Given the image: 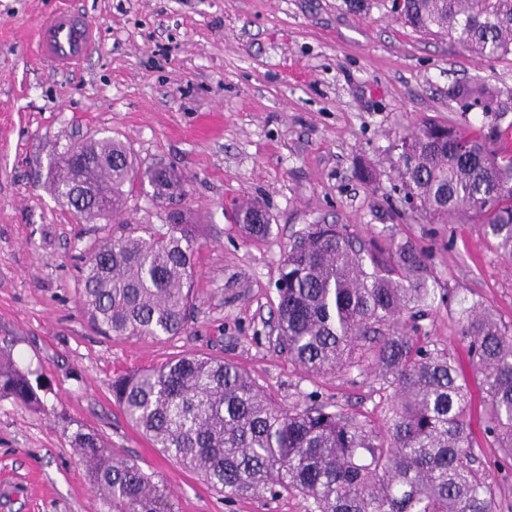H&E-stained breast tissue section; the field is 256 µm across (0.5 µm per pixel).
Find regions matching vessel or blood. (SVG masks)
<instances>
[{
  "label": "vessel or blood",
  "mask_w": 512,
  "mask_h": 512,
  "mask_svg": "<svg viewBox=\"0 0 512 512\" xmlns=\"http://www.w3.org/2000/svg\"><path fill=\"white\" fill-rule=\"evenodd\" d=\"M98 45L96 26L65 6L41 20L34 37L36 56L62 71L81 68Z\"/></svg>",
  "instance_id": "b4317fda"
}]
</instances>
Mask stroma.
I'll list each match as a JSON object with an SVG mask.
<instances>
[{"instance_id":"1","label":"stroma","mask_w":512,"mask_h":512,"mask_svg":"<svg viewBox=\"0 0 512 512\" xmlns=\"http://www.w3.org/2000/svg\"><path fill=\"white\" fill-rule=\"evenodd\" d=\"M63 5L100 37L98 51L69 73L33 51L40 20ZM472 80L496 88L512 122V61H478L414 31L391 0H0V348L39 377L49 407L0 398V512H108L60 412L163 481L176 512H300L293 498H225L178 467L128 423L111 383L196 353L239 364L283 408L336 403L380 429L386 394L372 373L315 377L275 345L280 267L311 225L413 240L430 252L439 287L483 301L511 325L512 257L459 217L431 224L398 215L399 139L426 119L486 124L481 111L462 112L448 97L450 84ZM107 136L141 166L162 164L186 180L199 260L185 334L105 337L79 301L83 250L161 224L164 211L148 185L123 214L94 223L53 197L50 156ZM370 168L371 183L360 176ZM251 201L272 217L260 240L244 238L232 218ZM422 324L467 381L475 453L503 479L512 506V458L484 434L483 377L454 310L440 307Z\"/></svg>"}]
</instances>
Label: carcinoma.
Instances as JSON below:
<instances>
[{
  "label": "carcinoma",
  "instance_id": "cac0c4a2",
  "mask_svg": "<svg viewBox=\"0 0 512 512\" xmlns=\"http://www.w3.org/2000/svg\"><path fill=\"white\" fill-rule=\"evenodd\" d=\"M415 30L445 36L473 58L512 57V0H402ZM461 110L493 114L484 129L425 121L401 139L398 176L413 212L441 222L463 216L512 255V149L497 141L507 109L493 87L453 84ZM89 193L72 196L69 159L57 162L54 195L86 221L123 212L134 181L154 196L184 194L172 171H141L110 138L82 145ZM250 239L272 218L236 211ZM198 225L167 212L141 234L101 240L83 256L80 301L91 323L117 339L161 340L191 321ZM429 254L393 234L358 240L317 224L286 253L277 281L276 344L311 375L370 370L391 390L389 418L366 429L339 406L283 410L237 364L188 355L112 380L126 419L182 469L232 497L299 500L303 512H499L497 482L475 466L469 400L448 349L420 321L450 292L429 285ZM456 321L487 394L485 434L512 458V328L479 301H458ZM33 372L0 353V398L47 409ZM88 480L110 512H172L168 487L136 459L81 426L70 435Z\"/></svg>",
  "mask_w": 512,
  "mask_h": 512
}]
</instances>
